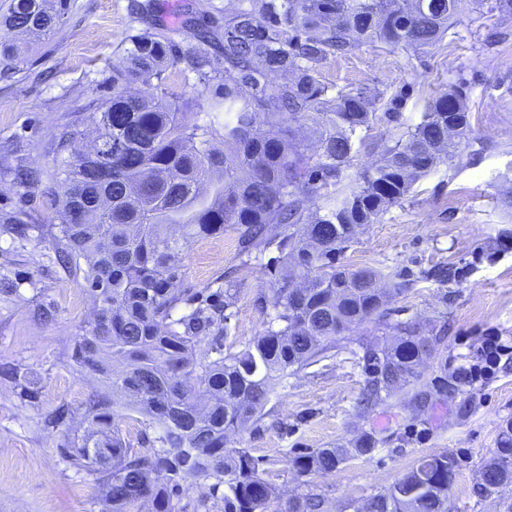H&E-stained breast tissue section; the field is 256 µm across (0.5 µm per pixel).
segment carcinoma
<instances>
[{
	"mask_svg": "<svg viewBox=\"0 0 512 512\" xmlns=\"http://www.w3.org/2000/svg\"><path fill=\"white\" fill-rule=\"evenodd\" d=\"M468 0H248L224 22L218 51L202 45L179 55L155 35L136 39L112 67V97L87 120L98 145L71 149L58 141L59 176L45 194L58 223L47 232L58 261L83 271L81 288L93 318L75 337L71 358L106 383L76 410L60 407L49 418L63 427L62 459L94 477L105 512H186L183 485H207L193 512H321L317 494L285 498L263 477L229 435L260 419L288 373L332 349L336 337L388 315L382 273L336 266V252L355 228L374 224L403 200L415 181L442 164L454 165L469 133L460 91L430 98L420 122L385 145L374 166L353 168L363 133L383 116L393 122L397 97L339 90L333 101L316 65L375 41L417 53L434 47ZM67 0H11L0 22L20 35L56 31ZM200 72L224 65L210 110L184 123L164 73L178 64ZM273 72L293 78L276 82ZM157 84H152L151 79ZM223 129L224 151L210 145ZM321 201L308 216V204ZM233 227L241 263L274 249L273 288L257 297L267 316L260 334L236 353L224 337L237 293L210 286L181 287L184 244ZM396 339L363 356L367 395L409 382L432 352V340L415 322L391 326ZM207 357H196L200 345ZM18 396L38 397L39 380L1 366ZM128 410L149 419L157 436L147 448L126 442L119 430ZM86 425L70 427L73 415ZM375 451L317 448L295 457L301 477L326 474ZM456 460L424 456L363 512H451L448 489ZM512 483V421L484 466L479 491Z\"/></svg>",
	"mask_w": 512,
	"mask_h": 512,
	"instance_id": "carcinoma-1",
	"label": "carcinoma"
}]
</instances>
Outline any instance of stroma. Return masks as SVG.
Wrapping results in <instances>:
<instances>
[{
	"mask_svg": "<svg viewBox=\"0 0 512 512\" xmlns=\"http://www.w3.org/2000/svg\"><path fill=\"white\" fill-rule=\"evenodd\" d=\"M239 0H69L59 29L32 39L20 64L0 59V216L27 224V237L0 223V365L13 364L40 381L37 400L23 401L0 377V512H102L92 476L77 472L58 453V429L46 418L57 407L80 406L99 379L70 358L72 340L92 304L81 275L54 261L41 227L53 223L45 187L56 177L61 132L77 144L92 131L84 118L112 94V66L140 35L169 37L178 52L197 46L198 26L220 38ZM328 98L340 89L398 97L399 123L419 122L427 99L458 88L471 131L461 160L422 177L410 194L377 223L363 227L337 251V266L381 271L392 289L387 321L370 320L341 336L334 349L289 376L261 421L234 434L231 444L260 461L265 478L283 496L320 494L323 512H359L419 458L448 453L459 466L449 494L452 512H512V485L484 497L476 492L484 463L512 419V358L495 378L473 389L452 385L456 369L496 332L512 345V14L475 5L458 15L429 52L367 43L317 67ZM224 81L174 67L167 86L186 122L209 107ZM40 182L20 185L18 170ZM236 233L194 240L184 248L183 287L201 289L235 268L240 292L224 349L236 352L263 329L258 293L273 286L274 251L240 263ZM413 320L433 330L430 358L384 403H360L367 348L391 343L390 324ZM376 451L335 472L298 476L292 459L307 448L350 445L361 435Z\"/></svg>",
	"mask_w": 512,
	"mask_h": 512,
	"instance_id": "35a3bbf8",
	"label": "stroma"
}]
</instances>
